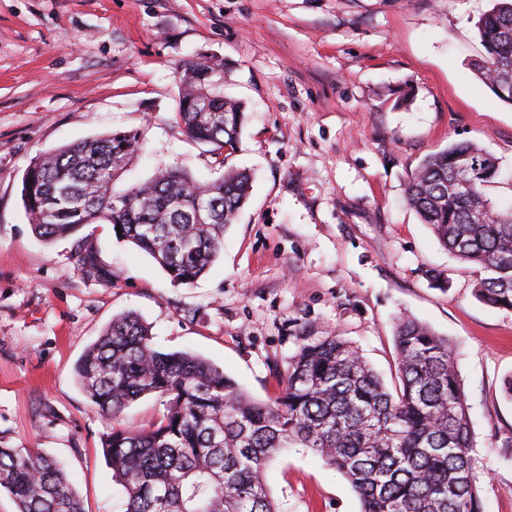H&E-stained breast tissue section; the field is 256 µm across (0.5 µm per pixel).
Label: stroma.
I'll return each mask as SVG.
<instances>
[{"mask_svg": "<svg viewBox=\"0 0 512 512\" xmlns=\"http://www.w3.org/2000/svg\"><path fill=\"white\" fill-rule=\"evenodd\" d=\"M493 0H0V445L57 459L86 512H124L102 454L112 425L146 428L152 395L98 415L75 366L112 318L138 314L162 351L198 354L253 397L280 392L299 339L333 332L391 381L394 325L447 336L470 407L483 512H512V311L479 301L460 261L406 208L424 157L468 141L495 155L487 188L512 206V104L478 79L475 24ZM224 68L246 119L231 154L173 121L182 66ZM142 149L129 186L176 164L201 183L249 170L251 195L217 261L176 286L144 251L89 224L45 243L21 201L38 153L115 131ZM111 268L74 269L78 246ZM440 274L432 283L431 274ZM279 512H360L312 450L267 466ZM76 271L86 279L111 284L112 271L100 265L96 251L88 247H80L76 252Z\"/></svg>", "mask_w": 512, "mask_h": 512, "instance_id": "35a3bbf8", "label": "stroma"}]
</instances>
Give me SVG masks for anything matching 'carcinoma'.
<instances>
[{
  "label": "carcinoma",
  "mask_w": 512,
  "mask_h": 512,
  "mask_svg": "<svg viewBox=\"0 0 512 512\" xmlns=\"http://www.w3.org/2000/svg\"><path fill=\"white\" fill-rule=\"evenodd\" d=\"M484 55L477 76L512 102V0H496L477 22ZM202 61L184 65L174 123L187 137L235 149L245 105L224 99ZM141 149L119 131L36 155L22 181L32 230L45 242L87 224L147 252L175 286L191 285L219 258L224 232L249 198L251 176L228 167L210 183L162 165L123 191L115 184ZM476 166L473 190L456 187L459 165ZM497 159L470 143L428 155L409 179L405 203L456 258L486 276L475 296L512 310V208L485 189ZM209 205L206 217L201 204ZM76 271L110 284L96 251L80 247ZM397 380L383 378L342 337L302 343L279 396L258 400L209 360L155 348L133 313L112 318L81 355L76 374L92 407L116 419L132 402L158 397L162 417L146 430L112 426L102 439L125 512H277L265 469L282 449L309 448L342 472L361 512H482L466 397L446 336L409 317L395 327ZM17 512H85L57 462L0 447V489Z\"/></svg>",
  "instance_id": "obj_1"
}]
</instances>
